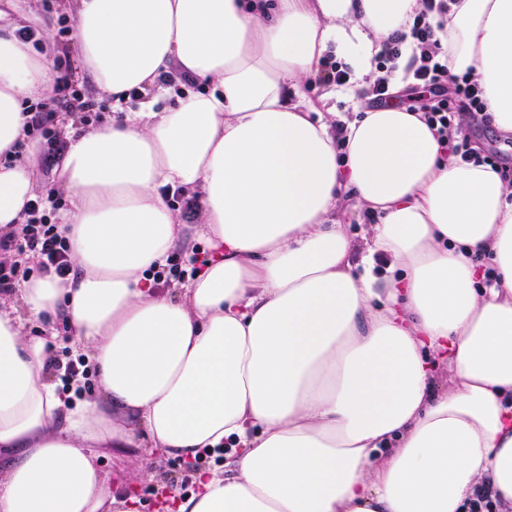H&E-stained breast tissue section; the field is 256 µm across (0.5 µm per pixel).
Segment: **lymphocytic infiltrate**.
Instances as JSON below:
<instances>
[{"label": "lymphocytic infiltrate", "instance_id": "f902f5d3", "mask_svg": "<svg viewBox=\"0 0 512 512\" xmlns=\"http://www.w3.org/2000/svg\"><path fill=\"white\" fill-rule=\"evenodd\" d=\"M424 8L415 17L410 35L387 39L377 56L378 75L371 86L374 102L382 103L392 95L389 72L403 59L405 39H412V55L407 59L405 78L411 90L427 94L422 117L438 133L439 142L449 156L465 161L476 160L468 136L453 124L456 112L467 111L473 123L483 122L484 103L475 83L448 71V55L437 36L433 13H445L448 0H423ZM71 245L62 225L52 220L44 198L31 203L28 218L20 232L0 233V292L9 291L20 282L18 257L36 258L40 275L66 277L72 272Z\"/></svg>", "mask_w": 512, "mask_h": 512}]
</instances>
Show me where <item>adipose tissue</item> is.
Segmentation results:
<instances>
[{
  "label": "adipose tissue",
  "mask_w": 512,
  "mask_h": 512,
  "mask_svg": "<svg viewBox=\"0 0 512 512\" xmlns=\"http://www.w3.org/2000/svg\"><path fill=\"white\" fill-rule=\"evenodd\" d=\"M448 67L512 135V0H448ZM0 26V229L37 194L30 110L55 71ZM77 61L122 111L66 124L54 161L70 208L67 282L31 277L0 299V512H135L106 489L98 448L143 430L183 458L226 445L177 512H512V191L497 168L446 157L419 113L316 116L304 87L328 48L358 98L384 40L422 0H73ZM204 92L175 93L180 79ZM143 95L126 109L131 91ZM198 194L186 224L160 193ZM379 213L362 239L346 201ZM215 248L178 296L147 276L194 239ZM490 257L484 287L475 254ZM64 316L99 399L72 402L49 340ZM448 369L437 386L432 361ZM24 323L29 334L50 336L51 333H55L57 336H59L58 339L51 342V354L53 356H55L57 352L61 351L63 348L70 350L69 346L60 340L63 336L72 335L71 328L64 318L59 317L56 318L51 324H45L41 321L29 320L27 317L24 318Z\"/></svg>",
  "instance_id": "ef3b65f1"
}]
</instances>
